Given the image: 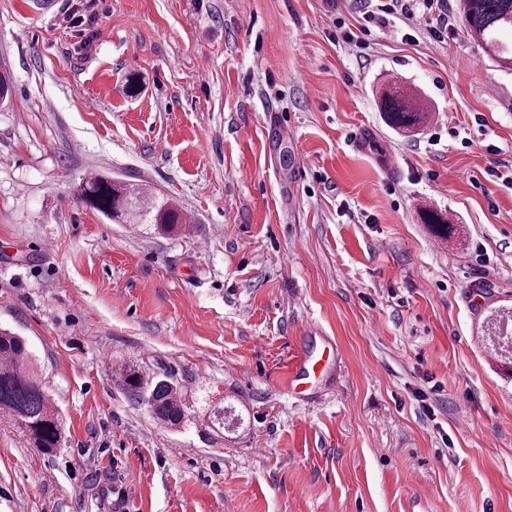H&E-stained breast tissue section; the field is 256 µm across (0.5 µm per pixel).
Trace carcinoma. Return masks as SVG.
<instances>
[{
	"label": "carcinoma",
	"instance_id": "obj_1",
	"mask_svg": "<svg viewBox=\"0 0 512 512\" xmlns=\"http://www.w3.org/2000/svg\"><path fill=\"white\" fill-rule=\"evenodd\" d=\"M460 9L471 39L498 67L512 71V49L501 40L502 33H512V0H461ZM379 106L387 124L402 134L417 132L430 118L421 99L399 84L386 87ZM78 199L109 220L149 224L157 232L184 222L183 214L164 195L103 175L85 179L79 186ZM420 219L431 225L440 238L448 239L456 234V225L440 211L426 210ZM507 325L504 318H499L495 336L498 346L512 355V333L508 332ZM115 378L130 398L144 400L160 423L182 424L183 402L171 382L154 380L141 369L123 364L118 366ZM0 416L16 422L28 434L33 447L44 453L52 452L61 444L59 413L30 366L26 343L6 330L0 331Z\"/></svg>",
	"mask_w": 512,
	"mask_h": 512
}]
</instances>
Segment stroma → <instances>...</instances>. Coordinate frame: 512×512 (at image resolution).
Returning a JSON list of instances; mask_svg holds the SVG:
<instances>
[{
	"label": "stroma",
	"mask_w": 512,
	"mask_h": 512,
	"mask_svg": "<svg viewBox=\"0 0 512 512\" xmlns=\"http://www.w3.org/2000/svg\"><path fill=\"white\" fill-rule=\"evenodd\" d=\"M0 0V329L24 336L63 441L0 418V512H512V73L465 27L351 0ZM432 118L388 127L381 91ZM101 174L186 215L86 208ZM460 228L434 237L421 211ZM334 369L289 389L303 351ZM184 401L171 429L111 380ZM211 406L234 414L229 428ZM379 106L387 124L402 134L412 135L420 130L431 113L410 88L399 84L386 87L381 94Z\"/></svg>",
	"instance_id": "obj_1"
}]
</instances>
